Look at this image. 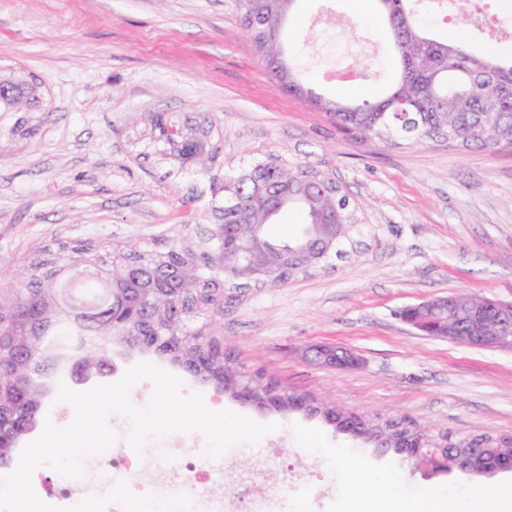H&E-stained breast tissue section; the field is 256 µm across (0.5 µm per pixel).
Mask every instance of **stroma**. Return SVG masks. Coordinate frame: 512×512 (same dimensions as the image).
Returning <instances> with one entry per match:
<instances>
[{
	"instance_id": "1",
	"label": "stroma",
	"mask_w": 512,
	"mask_h": 512,
	"mask_svg": "<svg viewBox=\"0 0 512 512\" xmlns=\"http://www.w3.org/2000/svg\"><path fill=\"white\" fill-rule=\"evenodd\" d=\"M495 23L512 18L504 0H487ZM433 25L465 45L512 50L455 9ZM383 19L373 0H299L285 26L298 48L301 82L315 95L363 100L393 81L396 64L375 39ZM371 60V70L360 63ZM21 66L44 83L51 112L35 130L0 145V294L31 265L78 244H146L189 234L212 221L211 174L191 163L159 161L146 119L164 112L207 115L218 174L285 159L330 175L358 208L356 252L288 284L249 291L213 316L211 330L251 376L272 380L347 411L407 420L430 433L512 434V351L472 348L424 335L405 323V306L464 290L512 299V149L462 151L444 142L391 146L336 130L324 112L283 90L256 58L240 22V0H0V67ZM353 351L359 368L312 365L303 347ZM169 373L214 411L278 423L259 443L231 446L212 460L214 486L260 477L272 494L245 500V512H337L357 496L343 457H360L385 495L390 476L404 493L426 485L448 497L512 480L448 473L352 440L321 418L282 415L242 404L184 368ZM116 456H136L151 491L167 487L157 459L190 458L195 433L149 439L141 455L127 442L128 420L110 416ZM73 480L71 503L108 492L125 471L94 458Z\"/></svg>"
}]
</instances>
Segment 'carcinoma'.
Returning a JSON list of instances; mask_svg holds the SVG:
<instances>
[{"mask_svg":"<svg viewBox=\"0 0 512 512\" xmlns=\"http://www.w3.org/2000/svg\"><path fill=\"white\" fill-rule=\"evenodd\" d=\"M386 18L379 37L387 41L398 74L384 94L372 101L348 103L325 99L298 81L286 59L277 0H261L266 25L250 27L253 0H241L242 22L254 54L289 93L311 102L336 128L364 140L424 146L446 142L467 150L495 152L512 147V56L472 51L446 31L424 27L420 0H376ZM42 82L22 79L0 84V112H48ZM161 156L183 163H214L208 133L194 137L189 128L163 113L150 115ZM23 121L0 126V143L28 134ZM288 171V197L274 199L268 189L277 172ZM328 176L311 168L288 167L277 160L258 162L229 181L213 178L224 204L213 207L216 223L204 227L196 245L172 237L161 245L89 247L34 265L29 278L9 298H0V466L12 462L28 428L44 422L50 384L42 381L50 357L47 337L78 336L84 360L98 365L97 354L119 339L141 354L178 363L216 387L233 392L247 373L224 346L206 333L207 320L241 299L237 284L245 271L232 261L231 233L259 242L255 259L275 278L257 287L283 285L318 262L328 265L344 254L358 233L349 199L333 190ZM290 207L306 221L287 240L269 238L272 218ZM257 400H289L288 390L273 382L256 388ZM384 434L396 443L416 445L426 434L404 421L371 424L366 434ZM443 448H512V436L470 439L439 435Z\"/></svg>","mask_w":512,"mask_h":512,"instance_id":"1","label":"carcinoma"}]
</instances>
